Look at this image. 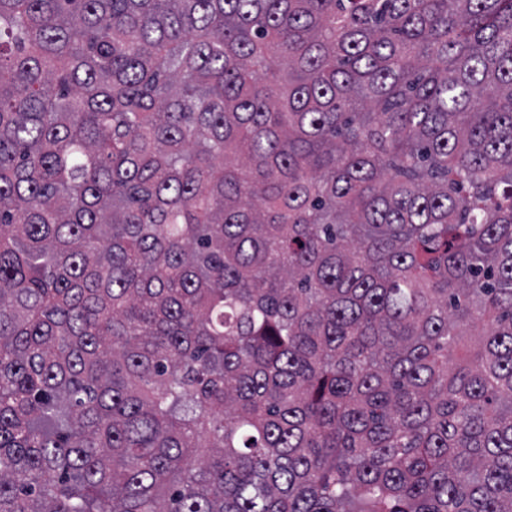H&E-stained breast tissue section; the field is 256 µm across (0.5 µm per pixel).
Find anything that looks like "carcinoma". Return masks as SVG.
Masks as SVG:
<instances>
[{
    "mask_svg": "<svg viewBox=\"0 0 512 512\" xmlns=\"http://www.w3.org/2000/svg\"><path fill=\"white\" fill-rule=\"evenodd\" d=\"M0 512H512V0H0Z\"/></svg>",
    "mask_w": 512,
    "mask_h": 512,
    "instance_id": "obj_1",
    "label": "carcinoma"
}]
</instances>
